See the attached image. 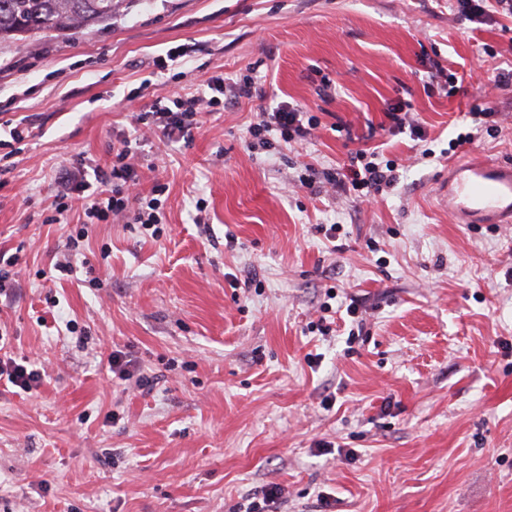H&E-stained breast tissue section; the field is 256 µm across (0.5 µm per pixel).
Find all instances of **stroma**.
Instances as JSON below:
<instances>
[{"instance_id": "obj_1", "label": "stroma", "mask_w": 512, "mask_h": 512, "mask_svg": "<svg viewBox=\"0 0 512 512\" xmlns=\"http://www.w3.org/2000/svg\"><path fill=\"white\" fill-rule=\"evenodd\" d=\"M425 59L460 91L429 85ZM510 64L512 17L471 23L452 0H129L0 43V251L19 256L0 329L44 370L37 392L0 386V512H242L272 486L283 512H512V224L454 223L436 195L465 152L512 160V89L487 88ZM252 65L256 97L139 148L160 236L95 225L76 275L56 272L86 221L76 201L51 223L59 170L109 168L167 87ZM282 100L317 117L312 140L247 149ZM396 101L422 138L390 135ZM485 103L497 133L469 114ZM21 119L34 135L15 143ZM362 136L393 187H300Z\"/></svg>"}]
</instances>
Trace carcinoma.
<instances>
[{
	"label": "carcinoma",
	"mask_w": 512,
	"mask_h": 512,
	"mask_svg": "<svg viewBox=\"0 0 512 512\" xmlns=\"http://www.w3.org/2000/svg\"><path fill=\"white\" fill-rule=\"evenodd\" d=\"M124 4L125 0H0V43L97 26L112 19Z\"/></svg>",
	"instance_id": "cac0c4a2"
}]
</instances>
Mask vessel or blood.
<instances>
[{
	"label": "vessel or blood",
	"instance_id": "vessel-or-blood-1",
	"mask_svg": "<svg viewBox=\"0 0 512 512\" xmlns=\"http://www.w3.org/2000/svg\"><path fill=\"white\" fill-rule=\"evenodd\" d=\"M438 195L459 224H512V161L475 157L451 162Z\"/></svg>",
	"mask_w": 512,
	"mask_h": 512
}]
</instances>
